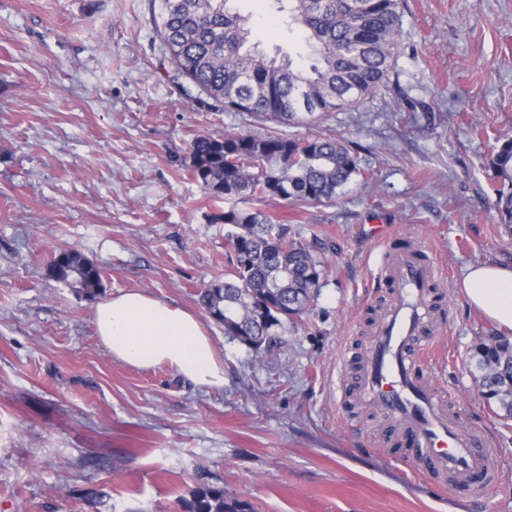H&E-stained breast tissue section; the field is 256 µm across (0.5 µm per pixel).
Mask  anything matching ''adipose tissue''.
I'll list each match as a JSON object with an SVG mask.
<instances>
[{
    "label": "adipose tissue",
    "instance_id": "ef3b65f1",
    "mask_svg": "<svg viewBox=\"0 0 512 512\" xmlns=\"http://www.w3.org/2000/svg\"><path fill=\"white\" fill-rule=\"evenodd\" d=\"M463 286L472 305L512 328V265L469 268ZM93 322L99 341L116 360L136 368L164 364L199 386L224 384V361L189 311L142 291H128L98 303Z\"/></svg>",
    "mask_w": 512,
    "mask_h": 512
}]
</instances>
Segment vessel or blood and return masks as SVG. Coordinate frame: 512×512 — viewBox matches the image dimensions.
I'll list each match as a JSON object with an SVG mask.
<instances>
[{
    "mask_svg": "<svg viewBox=\"0 0 512 512\" xmlns=\"http://www.w3.org/2000/svg\"><path fill=\"white\" fill-rule=\"evenodd\" d=\"M377 275L389 284L392 301L375 328L353 396L385 419L381 444L403 446L418 473L452 492L485 497L497 482L500 458L480 429L451 415L452 395L433 382L423 357L432 285L446 272L404 252Z\"/></svg>",
    "mask_w": 512,
    "mask_h": 512,
    "instance_id": "vessel-or-blood-1",
    "label": "vessel or blood"
}]
</instances>
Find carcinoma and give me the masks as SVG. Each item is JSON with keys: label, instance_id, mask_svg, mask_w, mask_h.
Segmentation results:
<instances>
[{"label": "carcinoma", "instance_id": "cac0c4a2", "mask_svg": "<svg viewBox=\"0 0 512 512\" xmlns=\"http://www.w3.org/2000/svg\"><path fill=\"white\" fill-rule=\"evenodd\" d=\"M228 0H158L155 24L169 58L183 76L224 108L266 115L276 121L305 122L317 112L357 105L383 81L400 35L399 0H273L288 28L303 32L309 66L245 49L244 19ZM489 168L501 183L495 209L512 234V137L496 139ZM190 175L215 199L278 198L333 201L360 162L342 140L310 134L285 138L232 132L199 136L190 151ZM231 247L221 287L200 292V302L224 333L260 343L272 351L288 325L309 313L329 263L318 239L306 242L260 210L231 208L222 215ZM65 268L49 264L51 277L93 299L102 287L100 268L83 253L61 252ZM481 396L512 421V339L495 333L476 346ZM186 512H255L252 504L201 482L185 501Z\"/></svg>", "mask_w": 512, "mask_h": 512}]
</instances>
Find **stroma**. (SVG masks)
Here are the masks:
<instances>
[{
    "label": "stroma",
    "mask_w": 512,
    "mask_h": 512,
    "mask_svg": "<svg viewBox=\"0 0 512 512\" xmlns=\"http://www.w3.org/2000/svg\"><path fill=\"white\" fill-rule=\"evenodd\" d=\"M269 55L304 62L268 0H229ZM388 73L314 123L225 110L171 63L154 0H0V512H184L199 480L256 512H512V427L470 365L496 325L462 287L467 267L512 264L488 168L512 135V0H401ZM316 132L361 173L331 202L217 200L187 171L200 135ZM261 210L319 238L331 269L310 315L265 362L199 303L222 282L225 209ZM392 225L447 271L434 302L436 383L501 460L479 502L439 489L379 442L381 417L345 403L340 359L361 355L390 297L366 234ZM102 270L96 300L50 276L66 249ZM140 290L194 312L224 384L112 358L96 301ZM107 492L101 510L83 489Z\"/></svg>",
    "instance_id": "stroma-1"
}]
</instances>
